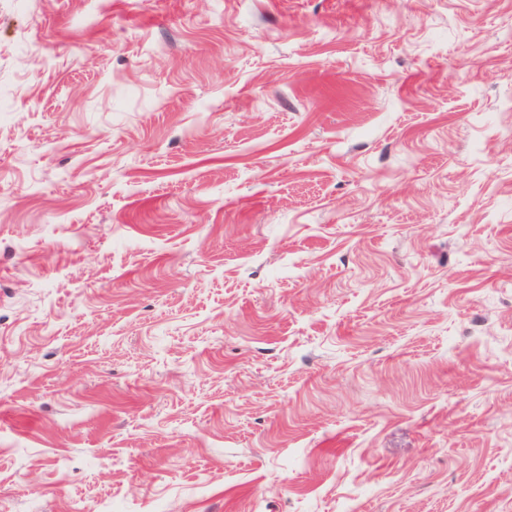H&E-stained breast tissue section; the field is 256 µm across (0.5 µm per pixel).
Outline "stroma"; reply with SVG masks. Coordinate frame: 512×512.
<instances>
[{"label":"stroma","instance_id":"1","mask_svg":"<svg viewBox=\"0 0 512 512\" xmlns=\"http://www.w3.org/2000/svg\"><path fill=\"white\" fill-rule=\"evenodd\" d=\"M0 512H512V0H0Z\"/></svg>","mask_w":512,"mask_h":512}]
</instances>
